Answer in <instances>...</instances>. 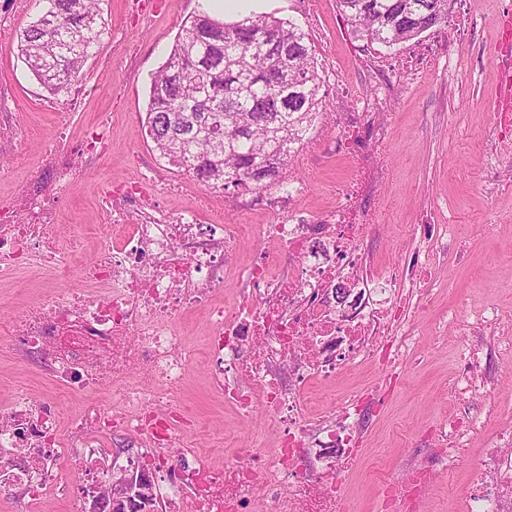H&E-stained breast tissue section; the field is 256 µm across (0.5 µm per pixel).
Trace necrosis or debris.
Listing matches in <instances>:
<instances>
[{"mask_svg":"<svg viewBox=\"0 0 512 512\" xmlns=\"http://www.w3.org/2000/svg\"><path fill=\"white\" fill-rule=\"evenodd\" d=\"M373 125L371 113L348 115V128L359 136L346 196L385 175L369 166ZM104 147L97 132L74 148L55 139L42 156L43 178L0 201V280L28 266L65 263L55 242L57 191L74 175L75 154L93 159ZM164 188L157 169L146 166L138 182L110 200L116 228L132 227L122 247L101 243L85 267L84 287L30 303L10 318L14 351L37 359L71 391L111 389L112 402L89 406L75 423L71 445L85 454L74 472L58 474L52 460L60 452V412L53 402L18 393L0 410V492L21 495L26 512H38L51 494L84 502L107 478L96 438L110 430L136 447L126 463L153 490L146 499L131 497L126 512H253L258 497L270 512H342L335 487L365 416L364 397L349 395L338 406L341 422H331L314 408L313 385L353 362L403 360L413 338L391 337L389 310L398 292L427 289L425 257L376 276L364 249L370 214L312 220L289 211L291 197L282 193L266 203L288 209V220L263 225L261 236L287 257V272L276 273L263 249L235 269L230 253L240 225L172 214L157 201ZM231 270L242 290L239 303L227 308L215 297ZM194 308L209 315L206 366L217 396L245 416L267 410L280 433L276 447L236 449L220 468L176 447L183 415L173 407L175 395L197 362L179 323ZM491 381L479 348H463L455 393L464 398ZM432 483L424 460L387 482L386 492L400 497L402 512H423ZM459 498L461 512H512L511 425L496 432Z\"/></svg>","mask_w":512,"mask_h":512,"instance_id":"necrosis-or-debris-1","label":"necrosis or debris"}]
</instances>
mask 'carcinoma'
I'll return each instance as SVG.
<instances>
[{
    "instance_id": "cac0c4a2",
    "label": "carcinoma",
    "mask_w": 512,
    "mask_h": 512,
    "mask_svg": "<svg viewBox=\"0 0 512 512\" xmlns=\"http://www.w3.org/2000/svg\"><path fill=\"white\" fill-rule=\"evenodd\" d=\"M106 0H35L18 51L50 94H66L101 44ZM362 39L395 47L448 22V0H338ZM323 77L309 33L268 13L185 21L153 76L147 135L204 185L256 190L283 174L320 116Z\"/></svg>"
}]
</instances>
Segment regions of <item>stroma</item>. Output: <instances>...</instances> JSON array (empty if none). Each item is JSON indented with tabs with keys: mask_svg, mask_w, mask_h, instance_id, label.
<instances>
[{
	"mask_svg": "<svg viewBox=\"0 0 512 512\" xmlns=\"http://www.w3.org/2000/svg\"><path fill=\"white\" fill-rule=\"evenodd\" d=\"M251 10L293 21L309 33L325 75L323 106L329 114L315 122L308 143L285 174L264 188V195L293 190L295 209L312 217L347 203L375 211L377 224L367 232L365 249L377 272L418 250L420 225L453 227L447 250L431 262V303L406 325L416 338L410 354L396 367L375 360L347 367L334 383L318 390L323 408L354 391H375L384 398L337 486L343 512H398V501L387 497L381 481L427 457L436 426L449 415L469 413V436L456 452L455 465L450 470L436 467L424 504L425 512H460L458 492L474 479L476 460L498 428L512 425V351L503 348L512 340V319L500 324L492 344L482 350L495 388L463 401L451 392L459 353L473 339L453 319V311L463 306L476 312L512 309V154L491 165L485 151L495 135L492 109L502 94L491 51L501 37L504 14H512V0H448L450 24L468 13L476 25L461 36L450 24L430 30L398 50L358 37L337 0L311 5L306 0H255ZM198 12L195 0H163L156 12L138 22L125 0H109L99 51L87 61L74 92L80 104L63 111L52 108L51 95L19 56L15 38L0 42V83L13 89L16 125L14 151L0 159L1 199L41 176L42 153L59 128H66L74 143L92 127L109 140L103 157L77 159L62 193L57 240L64 250L81 240L83 253L72 256L63 273L31 266L0 283V409L18 391L38 401L53 400L66 435L86 406L112 402L108 391L70 394L35 363L18 360L2 324L36 296L82 284L83 268L112 221L103 204L106 193L136 181L143 164L157 158L145 128L150 78L167 60L182 23ZM350 106L380 113L386 130L372 135L368 149L388 176L378 184L376 196L348 202L339 187L351 175L352 160L349 152L337 150L336 138ZM164 174L172 186L159 198L165 209L196 211L204 224L230 211L234 223L246 225L245 235L233 245L237 264L253 259L262 225L288 219L287 211L262 204L235 209L236 191L205 190L175 167L165 168ZM492 177L507 182V189L488 193ZM177 398L199 423L184 443L208 461L223 463L225 449L237 443L254 448L272 444L269 414L260 409L247 419L225 406L209 389L203 365L191 368Z\"/></svg>",
	"mask_w": 512,
	"mask_h": 512,
	"instance_id": "35a3bbf8",
	"label": "stroma"
}]
</instances>
